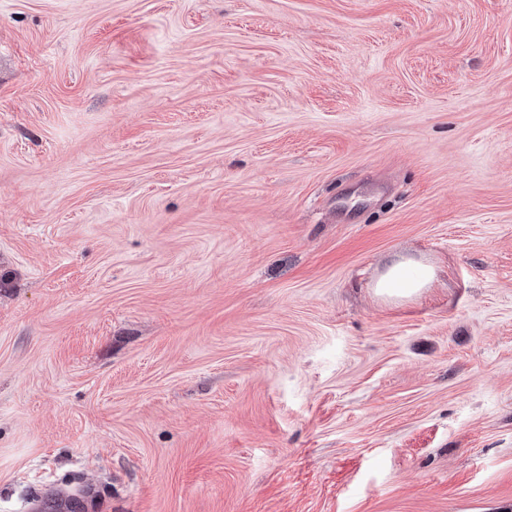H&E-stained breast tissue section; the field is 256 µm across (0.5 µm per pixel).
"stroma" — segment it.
Listing matches in <instances>:
<instances>
[{
  "instance_id": "35a3bbf8",
  "label": "stroma",
  "mask_w": 512,
  "mask_h": 512,
  "mask_svg": "<svg viewBox=\"0 0 512 512\" xmlns=\"http://www.w3.org/2000/svg\"><path fill=\"white\" fill-rule=\"evenodd\" d=\"M48 492L512 512V0H0V512ZM434 278V268L412 257L398 256L390 261L374 288L386 297L408 298L426 288Z\"/></svg>"
}]
</instances>
